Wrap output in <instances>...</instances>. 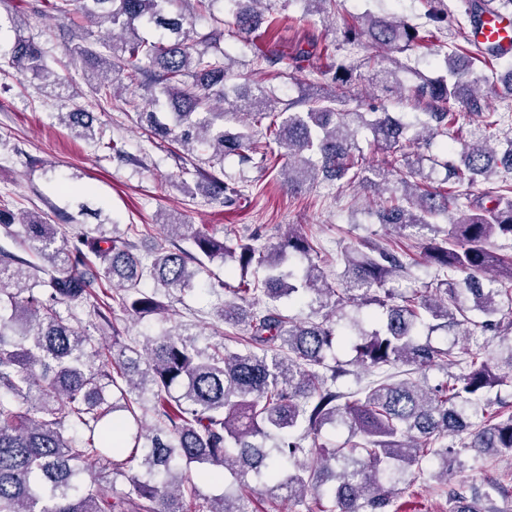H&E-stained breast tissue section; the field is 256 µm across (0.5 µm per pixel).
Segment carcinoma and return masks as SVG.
Here are the masks:
<instances>
[{
    "mask_svg": "<svg viewBox=\"0 0 512 512\" xmlns=\"http://www.w3.org/2000/svg\"><path fill=\"white\" fill-rule=\"evenodd\" d=\"M213 0H45L70 21L66 55L70 66L92 71L99 98L112 89H144L152 107L170 108L171 121L139 111L147 138L170 140L211 166L224 157L277 166L288 188L298 191L322 180L348 179L382 194L390 178L403 184L379 221L420 237L430 280L419 289L391 287L407 273L406 253L388 242L365 240V250L342 253L343 272L328 281L325 249L290 224L275 243L258 236L217 238L191 224L164 219L158 251L150 262L136 253L135 238L148 224H130L121 235L104 225L93 237L80 234L67 246L41 216L0 209V234L14 239L23 229V257L0 246V512H187L199 491L189 477L217 480L229 471L253 474L259 494L297 501L326 497L332 512H391L395 484L411 468L424 472L433 460L436 480L463 468L467 460L512 459V402L501 387L512 384V346L499 357L486 355L474 340L504 341L512 333V255L498 241H512V138L501 156L491 142L512 131V67L498 77L502 108L491 107L474 71L508 51L470 38L449 44L432 30H419L397 14L364 13L343 31V41L365 38L382 53L434 46L445 74L414 89L424 118L405 123L386 109L343 111L339 98L361 78L347 59L328 69L338 91L290 100L277 111L276 93L239 74L227 87L230 54L221 48L224 31L242 36L264 23L266 0H228L227 17H211L208 30L196 18L211 12ZM302 16L336 13L337 0H300ZM511 14L512 0H461L449 22L466 31L488 13ZM112 31L99 52L72 15ZM163 31L150 41L141 26ZM8 64L39 81L61 84L44 49L24 28H14ZM402 62L376 71L373 80H397ZM456 105L459 111L451 106ZM80 138L95 137L89 113L76 107L61 114ZM475 125L460 141L459 120ZM370 130L385 155L384 166L364 163L358 130ZM446 139L443 157L432 167L446 171L448 189L426 188L430 175L413 144ZM496 175L488 203L473 205L462 187ZM247 185L210 177L206 193L226 207ZM448 222L445 231L436 219ZM187 242L185 248L181 243ZM307 260L301 271L288 260ZM219 259L229 276H239L234 295L218 315L245 335L199 344V334L170 328L141 346L123 341L112 322L114 306L140 319L163 310L156 288L186 292L199 283L204 261ZM314 296L326 310L317 320L297 322L283 314L282 299ZM375 305L370 321L353 319L345 333L356 351L353 364L367 381L344 389L352 374L329 361L336 341V312ZM112 330V345L86 326ZM455 327L464 347L454 353L430 343L438 330ZM438 367L434 386L415 375ZM348 428L343 447L319 442L326 424ZM137 466H132L133 462ZM484 495L448 494L451 512H484L482 503L501 493L489 484ZM204 512H248L244 497L230 490L206 500Z\"/></svg>",
    "mask_w": 512,
    "mask_h": 512,
    "instance_id": "obj_1",
    "label": "carcinoma"
}]
</instances>
